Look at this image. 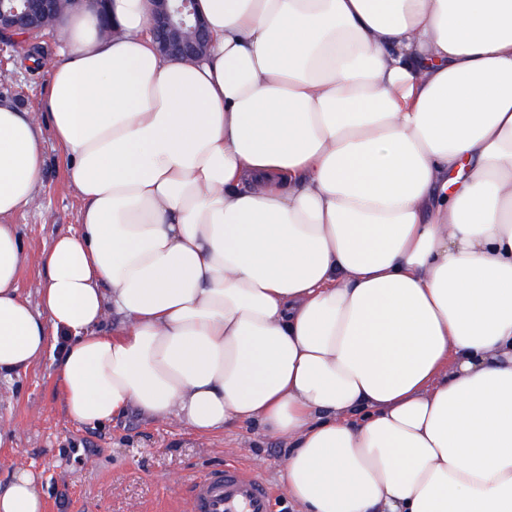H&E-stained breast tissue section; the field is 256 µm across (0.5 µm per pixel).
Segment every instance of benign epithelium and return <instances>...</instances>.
<instances>
[{"mask_svg": "<svg viewBox=\"0 0 512 512\" xmlns=\"http://www.w3.org/2000/svg\"><path fill=\"white\" fill-rule=\"evenodd\" d=\"M148 30L158 51L168 58L197 59L206 52L210 36L196 13V0H151ZM67 0H0V53L21 39L54 27Z\"/></svg>", "mask_w": 512, "mask_h": 512, "instance_id": "7a95c632", "label": "benign epithelium"}]
</instances>
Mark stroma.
<instances>
[{"mask_svg": "<svg viewBox=\"0 0 512 512\" xmlns=\"http://www.w3.org/2000/svg\"><path fill=\"white\" fill-rule=\"evenodd\" d=\"M60 33L30 39L0 58V100L32 112L44 109ZM45 167L39 205L13 221L26 246L20 290L39 302L41 252L76 230L83 200L50 128H43ZM0 423L11 434L0 445V486L19 469L39 473L46 512H188L193 485L233 464L251 469L273 492V512H298L283 488L288 450L256 424H229L207 438L173 421H150L131 411L101 426L73 421L57 392L53 355L0 383Z\"/></svg>", "mask_w": 512, "mask_h": 512, "instance_id": "obj_1", "label": "stroma"}]
</instances>
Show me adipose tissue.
Instances as JSON below:
<instances>
[{"label":"adipose tissue","instance_id":"1","mask_svg":"<svg viewBox=\"0 0 512 512\" xmlns=\"http://www.w3.org/2000/svg\"><path fill=\"white\" fill-rule=\"evenodd\" d=\"M150 8L62 22L45 117L84 206L35 306L9 219L41 117L0 103V380L56 348L76 422L257 423L303 512H512V0H198L192 63Z\"/></svg>","mask_w":512,"mask_h":512}]
</instances>
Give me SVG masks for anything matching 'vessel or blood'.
Masks as SVG:
<instances>
[{
  "mask_svg": "<svg viewBox=\"0 0 512 512\" xmlns=\"http://www.w3.org/2000/svg\"><path fill=\"white\" fill-rule=\"evenodd\" d=\"M268 486L256 475L229 465L197 482L190 512H271Z\"/></svg>",
  "mask_w": 512,
  "mask_h": 512,
  "instance_id": "1",
  "label": "vessel or blood"
}]
</instances>
